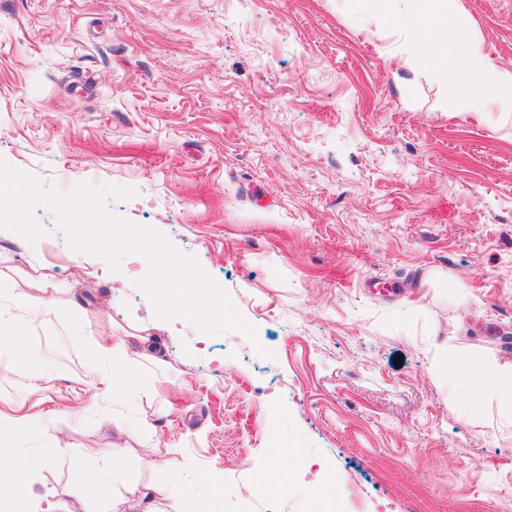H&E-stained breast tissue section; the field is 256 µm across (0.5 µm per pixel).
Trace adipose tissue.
Masks as SVG:
<instances>
[{
    "instance_id": "obj_1",
    "label": "adipose tissue",
    "mask_w": 512,
    "mask_h": 512,
    "mask_svg": "<svg viewBox=\"0 0 512 512\" xmlns=\"http://www.w3.org/2000/svg\"><path fill=\"white\" fill-rule=\"evenodd\" d=\"M396 0H373L371 7L383 20L399 18L409 38V57L438 84L455 89L468 99L469 109L483 111L485 103L512 95V71L501 69L484 54L479 42L460 45L450 0H403L402 11H395ZM94 359L111 358L112 373L99 382L119 396L137 381L142 368L159 363L152 338L142 332L123 336L92 338ZM12 432L0 430V500H8L13 512H29L41 493L30 478L26 459L12 453Z\"/></svg>"
}]
</instances>
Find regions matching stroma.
Wrapping results in <instances>:
<instances>
[{
	"instance_id": "obj_1",
	"label": "stroma",
	"mask_w": 512,
	"mask_h": 512,
	"mask_svg": "<svg viewBox=\"0 0 512 512\" xmlns=\"http://www.w3.org/2000/svg\"><path fill=\"white\" fill-rule=\"evenodd\" d=\"M453 13L512 71V0ZM404 40L344 0H0V161L63 194L131 189L105 210L256 330L159 317L148 266L127 254L112 287L45 204L36 241L0 228V314L47 305L0 380L32 512H131L156 482L191 512H512V413L462 374L512 370V103L469 111L396 65ZM131 324L162 362L115 399L87 339ZM79 469L108 497H73Z\"/></svg>"
}]
</instances>
